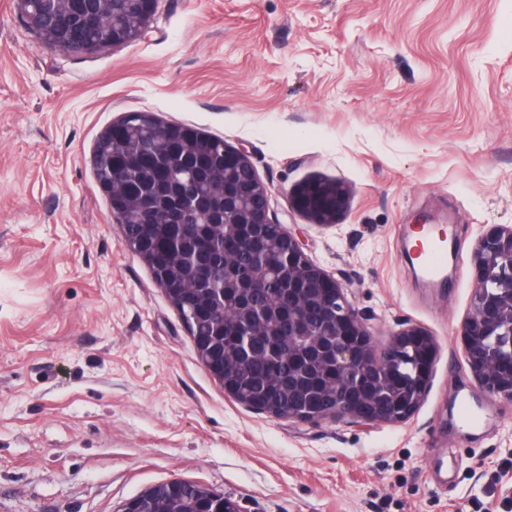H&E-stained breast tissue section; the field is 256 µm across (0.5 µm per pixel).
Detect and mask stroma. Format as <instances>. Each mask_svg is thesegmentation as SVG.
Wrapping results in <instances>:
<instances>
[{"label": "stroma", "instance_id": "1", "mask_svg": "<svg viewBox=\"0 0 512 512\" xmlns=\"http://www.w3.org/2000/svg\"><path fill=\"white\" fill-rule=\"evenodd\" d=\"M128 112L245 151L376 338L432 336L408 421L225 394L97 186L96 141ZM314 180L345 190L339 225L291 206ZM425 223L461 236L436 285L404 251ZM493 224L512 225V0H158L142 38L93 55L0 0V512H118L174 478L241 512H512V401L480 393L459 336Z\"/></svg>", "mask_w": 512, "mask_h": 512}]
</instances>
